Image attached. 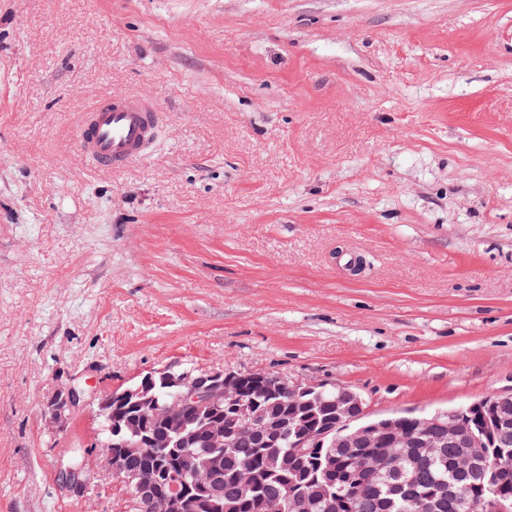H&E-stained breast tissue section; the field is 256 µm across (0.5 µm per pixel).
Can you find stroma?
<instances>
[{
  "label": "stroma",
  "instance_id": "35a3bbf8",
  "mask_svg": "<svg viewBox=\"0 0 512 512\" xmlns=\"http://www.w3.org/2000/svg\"><path fill=\"white\" fill-rule=\"evenodd\" d=\"M137 93L149 156L95 171L80 117ZM187 364L512 392V0H0V512H121L58 479L96 404L47 405ZM83 395V392L74 387L68 389L64 396H61L49 405L51 418L55 422L63 423L67 420L70 413L78 408L81 402H84Z\"/></svg>",
  "mask_w": 512,
  "mask_h": 512
}]
</instances>
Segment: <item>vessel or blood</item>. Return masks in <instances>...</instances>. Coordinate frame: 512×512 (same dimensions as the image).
I'll return each mask as SVG.
<instances>
[{
  "mask_svg": "<svg viewBox=\"0 0 512 512\" xmlns=\"http://www.w3.org/2000/svg\"><path fill=\"white\" fill-rule=\"evenodd\" d=\"M159 125L156 103L144 95H115L97 102L76 130L81 156L111 174L144 158Z\"/></svg>",
  "mask_w": 512,
  "mask_h": 512,
  "instance_id": "vessel-or-blood-1",
  "label": "vessel or blood"
}]
</instances>
